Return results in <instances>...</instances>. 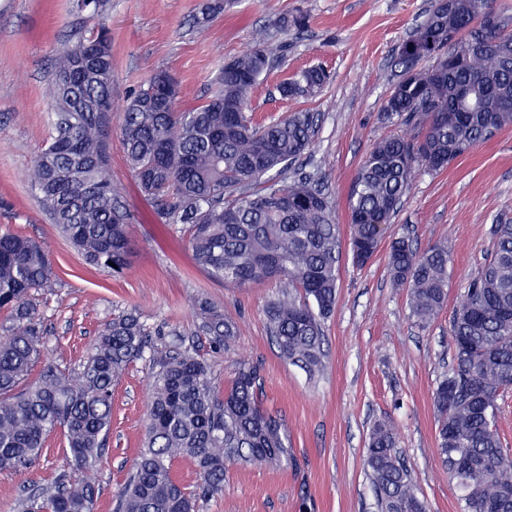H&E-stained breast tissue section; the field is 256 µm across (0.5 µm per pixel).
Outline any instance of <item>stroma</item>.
Segmentation results:
<instances>
[{"mask_svg":"<svg viewBox=\"0 0 512 512\" xmlns=\"http://www.w3.org/2000/svg\"><path fill=\"white\" fill-rule=\"evenodd\" d=\"M204 0H112L106 19L76 13L71 0H0V226L47 241L59 285L36 291L45 332L41 363L74 369L86 358L103 322L133 307L150 328L192 333L195 300L207 295L238 322L223 354L198 348L218 389H227L238 362L259 367L263 406L288 433L291 460L284 469L235 465L224 490L199 501L197 512H376V493L363 457L375 422L393 420L397 449L411 470L427 512H457V491L436 453L432 393L452 361L450 321L469 275L492 248L488 229L512 218V129L497 134L439 174L416 176L392 218L395 234L419 247L447 244V304L428 327L409 316L407 291L394 287L385 252L363 267L343 254L334 314L324 325L322 375L279 355L265 325L268 300L287 291L272 280L238 288L195 265L179 237L165 233L141 195L120 140L111 145L112 184L133 215V250L121 277L84 264L42 212L31 185L32 161L50 132L47 84L59 41L79 39L106 23L112 35V124L120 126L131 93L158 70L179 81L186 105L202 104L226 59L247 52L256 29H267L283 49L256 89L257 118L300 110L320 113L319 131L304 160L336 201V222L348 227L347 193L370 145L399 133L381 106L396 79L391 59L425 19L431 0H237L198 32ZM304 13L302 35L278 32L275 22ZM323 65L331 79L313 99H282L281 81ZM133 362L119 379L112 424L95 473L101 488L96 512H114L119 489L134 466L145 432L154 356ZM65 443L52 433L41 459L20 473L0 472V512H22L21 498L45 486L65 467Z\"/></svg>","mask_w":512,"mask_h":512,"instance_id":"35a3bbf8","label":"stroma"}]
</instances>
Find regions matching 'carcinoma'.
Masks as SVG:
<instances>
[{
  "mask_svg": "<svg viewBox=\"0 0 512 512\" xmlns=\"http://www.w3.org/2000/svg\"><path fill=\"white\" fill-rule=\"evenodd\" d=\"M232 0H206L195 26L207 30ZM78 13L103 16L111 0H73ZM492 0H433L426 19L404 41L393 66L397 80L383 119L411 126L372 144L348 198L349 249L359 266L378 253L377 225L388 224L420 172L438 173L512 127V20L477 24ZM277 28L301 31L306 15L283 16ZM269 33L224 62L203 104L182 107L181 88L162 103L146 89L169 76L159 70L126 103L120 141L140 192L165 225L181 227L195 263L227 285L288 282L270 300L266 328L280 356L311 375L324 369V320L336 307L342 255L333 199L317 174L287 185L254 186L300 160L317 134L319 114L293 112L265 124L250 114L252 94L270 65ZM433 60L428 67L424 60ZM321 67L278 86L283 98L317 95ZM52 132L34 159L32 184L42 210L85 263L117 277L132 253L131 216L112 186V43L106 25L56 54L49 77ZM492 249L471 274L451 320L452 363L433 391L436 447L459 491V512H512V450L498 429L499 400L512 390V221L491 225ZM51 250L9 229L0 231V472L21 473L39 460L48 436L61 431L69 471L30 492L24 512H96L93 474L112 420V388L154 339L167 350L154 360L147 437L119 495L118 512H195L196 501L224 488L231 465H288V435L257 394L258 368L240 362L230 389L219 393L198 347L171 328L150 329L136 310L108 319L91 354L70 371L46 364L26 386L44 347L29 302L56 287ZM448 247L419 249L393 235L387 265L393 285L408 289L410 316L429 326L448 297ZM195 335L222 353L237 324L206 296L196 300ZM190 460L197 493L189 496L173 465ZM365 467L378 512H426L411 472L396 450L393 425H374Z\"/></svg>",
  "mask_w": 512,
  "mask_h": 512,
  "instance_id": "1",
  "label": "carcinoma"
}]
</instances>
